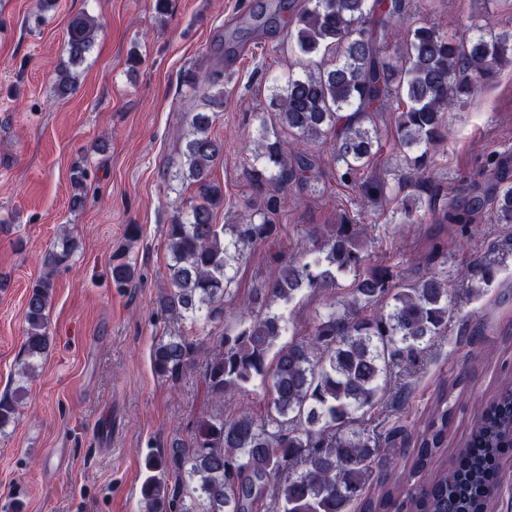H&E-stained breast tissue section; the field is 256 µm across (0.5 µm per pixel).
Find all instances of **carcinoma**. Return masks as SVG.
<instances>
[{"instance_id": "obj_1", "label": "carcinoma", "mask_w": 512, "mask_h": 512, "mask_svg": "<svg viewBox=\"0 0 512 512\" xmlns=\"http://www.w3.org/2000/svg\"><path fill=\"white\" fill-rule=\"evenodd\" d=\"M288 9V43L303 72L289 73L285 86L273 88L270 106L294 139L260 120L257 145L244 157L255 196L243 201L246 214L238 224L213 221L224 207V191L211 178L224 158V140L210 133L214 114L187 113L192 138L178 167L196 195L186 216L166 225L168 289L159 303L193 332L164 336L151 350L154 372L173 384L195 366L210 339L209 326L223 318L231 262L276 239L284 195L317 179V159L307 144L332 143L336 177L370 198L383 196L385 182L361 183L359 175L382 148L372 113L396 101L404 162L417 182L427 184L430 151L447 137L446 112L474 95L482 81L512 67V29L474 23L461 38L426 22L406 30L402 0H288ZM99 30L92 16L72 19V61L84 58ZM385 37L397 43L392 61L381 53ZM76 81L72 72L60 70L57 94H68ZM486 166L497 178L512 166V157L490 156ZM487 205L496 223L512 224V185L497 184L488 196L479 192L438 209L424 210L420 199L405 197L401 213L417 224H453L467 238ZM140 234V225H126L124 244L112 253L109 275L118 289L135 280L131 252ZM309 236V256H271L270 270L254 290L253 310L224 332L218 352L203 367L216 402L256 381L263 384L265 417L209 414L196 422L190 444L175 439L169 454L149 458L141 488L147 512H258L267 502L273 512H351L354 504L360 512H491L500 461L512 450V381L481 404L448 468H433L448 447L454 418L446 385L415 436L404 425L383 432L353 428L358 415L384 400L387 374L395 367L416 368L435 337L447 331L452 286L434 273L408 280L391 266L368 264L354 224L329 231L315 226ZM76 251L75 237L62 230L44 256L43 273L29 286L22 378L35 374L36 361L49 350L55 273ZM511 257L512 236L493 241L470 262L467 287L477 293L491 287ZM344 274L353 275L349 298L329 304L308 335L278 345L287 320L272 305L286 307L308 290L332 295ZM380 303L388 310L374 311ZM26 392L20 382L0 396V431L17 421ZM410 443L411 461L401 466L382 453ZM382 465L387 478L378 481L375 471ZM171 467L182 476L172 489L164 479Z\"/></svg>"}]
</instances>
